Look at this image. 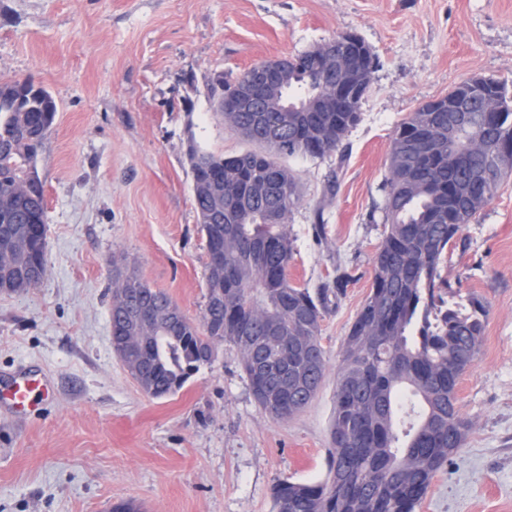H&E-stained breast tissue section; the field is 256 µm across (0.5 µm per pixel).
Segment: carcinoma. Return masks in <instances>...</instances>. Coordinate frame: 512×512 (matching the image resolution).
Wrapping results in <instances>:
<instances>
[{
	"label": "carcinoma",
	"mask_w": 512,
	"mask_h": 512,
	"mask_svg": "<svg viewBox=\"0 0 512 512\" xmlns=\"http://www.w3.org/2000/svg\"><path fill=\"white\" fill-rule=\"evenodd\" d=\"M329 81L311 52L291 56L276 90L281 104L321 94ZM370 82H360L337 112H225L231 85L217 74L207 84L215 115L255 149L224 157L190 142L193 202L207 251L220 248L223 266L206 264L200 324L169 296L119 267L113 269L112 347L142 391L161 399L181 390L220 346L241 356L259 409L274 419L300 413L320 390L329 359L321 322L344 295L347 273L315 290L288 280L293 257L287 216L299 203L296 179L283 159L321 158L343 146L360 120ZM472 93L474 112L453 137L443 136L428 160L409 159L414 188L394 162L431 116L420 104L395 129L384 184V236L377 246L370 292L345 338L336 366L329 469L318 484L282 481L274 512H417L433 479L464 445L469 425L457 404L460 376L479 352L483 300L444 299L441 268L462 227L493 199L500 178L473 185L477 204L448 219V196L468 185L487 157L512 153V91L481 76L455 88ZM487 95L496 111H484ZM58 112L52 94L28 80L0 82V290L37 286L46 270L47 212L37 157ZM280 347L270 364L264 352Z\"/></svg>",
	"instance_id": "cac0c4a2"
}]
</instances>
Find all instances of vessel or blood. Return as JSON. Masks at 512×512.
<instances>
[{"label": "vessel or blood", "mask_w": 512, "mask_h": 512, "mask_svg": "<svg viewBox=\"0 0 512 512\" xmlns=\"http://www.w3.org/2000/svg\"><path fill=\"white\" fill-rule=\"evenodd\" d=\"M55 400V386L44 376L24 369L0 382V405L12 416L27 419Z\"/></svg>", "instance_id": "obj_1"}]
</instances>
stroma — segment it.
I'll list each match as a JSON object with an SVG mask.
<instances>
[{
  "label": "stroma",
  "mask_w": 512,
  "mask_h": 512,
  "mask_svg": "<svg viewBox=\"0 0 512 512\" xmlns=\"http://www.w3.org/2000/svg\"><path fill=\"white\" fill-rule=\"evenodd\" d=\"M341 33L377 61L347 153L285 161L300 193L290 282L353 276L321 323L331 371L288 420L258 409L228 345L176 394L149 398L112 349V267L200 321L208 256L187 145L251 148L214 114L207 82ZM475 75L512 88V0H0V80H32L58 104L38 157L47 272L0 292V376L46 374L56 399L25 422L0 410V512H108L123 500L143 512H273L278 481L324 482L333 366L370 292L393 132ZM442 276L488 316L458 385L465 444L418 512H512V176L463 227Z\"/></svg>",
  "instance_id": "1"
}]
</instances>
